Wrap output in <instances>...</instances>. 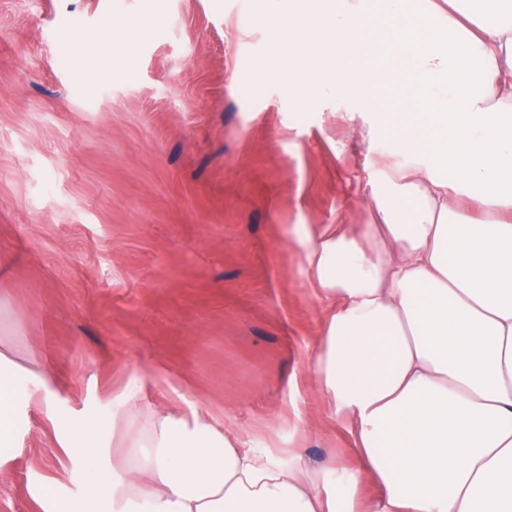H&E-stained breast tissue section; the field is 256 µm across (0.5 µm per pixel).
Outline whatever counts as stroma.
Here are the masks:
<instances>
[{
	"label": "stroma",
	"mask_w": 512,
	"mask_h": 512,
	"mask_svg": "<svg viewBox=\"0 0 512 512\" xmlns=\"http://www.w3.org/2000/svg\"><path fill=\"white\" fill-rule=\"evenodd\" d=\"M273 0H0V351L52 389L0 478V512L85 480L59 428L197 407L247 448L357 471L309 373L327 314L295 228L370 223L400 163L348 96L298 104ZM116 44L100 43L101 31ZM98 50L87 79L86 53ZM148 382L135 398L126 385Z\"/></svg>",
	"instance_id": "obj_1"
}]
</instances>
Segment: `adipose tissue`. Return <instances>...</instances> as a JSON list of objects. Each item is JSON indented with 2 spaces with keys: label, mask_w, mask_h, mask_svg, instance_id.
<instances>
[{
  "label": "adipose tissue",
  "mask_w": 512,
  "mask_h": 512,
  "mask_svg": "<svg viewBox=\"0 0 512 512\" xmlns=\"http://www.w3.org/2000/svg\"><path fill=\"white\" fill-rule=\"evenodd\" d=\"M286 15L271 34L288 49L289 92L349 94L406 159L360 236L331 224L301 239L331 308L310 373L362 473L340 497L300 453L236 447L200 410L134 437L115 411L73 426L85 512H512V0ZM50 398L0 352V473ZM112 435L131 440V466L112 465Z\"/></svg>",
  "instance_id": "1"
}]
</instances>
